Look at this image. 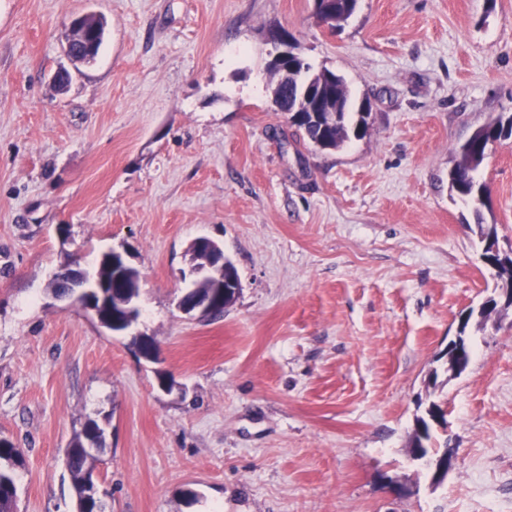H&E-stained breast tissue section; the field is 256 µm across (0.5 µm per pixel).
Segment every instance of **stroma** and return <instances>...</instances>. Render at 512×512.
<instances>
[{
	"mask_svg": "<svg viewBox=\"0 0 512 512\" xmlns=\"http://www.w3.org/2000/svg\"><path fill=\"white\" fill-rule=\"evenodd\" d=\"M0 0V437L24 452L18 512H76L65 450L108 422L105 512H512V307L483 259L512 250V139L451 190L456 149L512 113V0ZM107 29L66 65L74 17ZM370 105L367 133L312 146L271 101V31ZM67 235H58L60 226ZM217 241L240 290L194 318L188 248ZM124 252L139 356L49 285ZM474 348L448 369L458 332ZM170 375L176 390L158 385ZM447 411L442 483L410 439ZM331 1L332 0L323 1V7L327 6V8L323 11H319L315 8V15L322 24L329 25L330 23H336V26L330 24L332 29H336L341 27L339 22L344 13L353 14L357 0H336V12H334L331 5H329Z\"/></svg>",
	"mask_w": 512,
	"mask_h": 512,
	"instance_id": "35a3bbf8",
	"label": "stroma"
}]
</instances>
